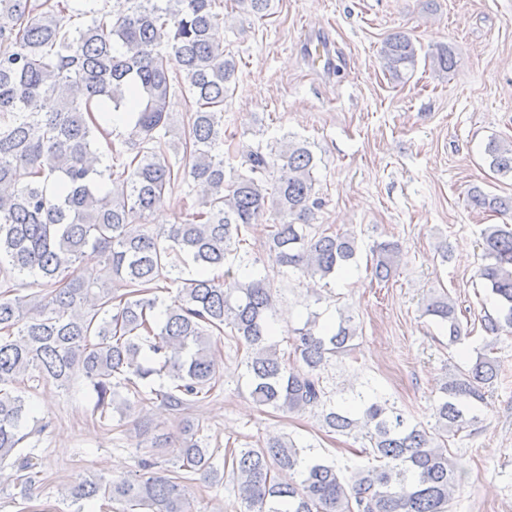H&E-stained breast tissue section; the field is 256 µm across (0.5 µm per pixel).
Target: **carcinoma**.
<instances>
[{"instance_id":"obj_1","label":"carcinoma","mask_w":512,"mask_h":512,"mask_svg":"<svg viewBox=\"0 0 512 512\" xmlns=\"http://www.w3.org/2000/svg\"><path fill=\"white\" fill-rule=\"evenodd\" d=\"M243 14L268 15L271 0H231ZM112 17L85 0H0V281L31 277L44 288L26 301L0 291V464L11 461L21 493L39 483V462L23 451L30 433L18 385L29 372L69 388L84 380L101 419L124 414L155 376L170 381L160 394L172 409L186 408L219 384L217 339L230 337L245 350L242 361L254 403L275 411L318 410L333 433L359 429L373 463L345 473L299 448L287 437L231 452L232 473L248 512H451L460 476L448 458L447 436L479 419L498 362L476 358L443 380L434 424L414 423L371 388L355 405L333 401L320 373L357 337L353 317L321 327L317 317L293 330L291 351L272 341L275 312L268 276L239 279L257 263L241 249L244 232L267 213L272 267L324 280L355 261L350 233H311L323 201L315 190V156L304 142L283 136L280 146L257 144L244 152L245 172L224 177V99L236 61L224 55L219 0H126ZM178 72L170 74V58ZM383 67L399 80L414 70L418 50L395 32L381 48ZM446 72L454 58L446 46L430 55ZM193 100L182 156L170 159L167 105L173 86ZM106 141L100 151L98 138ZM490 168L512 175V144L487 145ZM110 180L112 190L104 189ZM191 185L196 201L186 219L149 228L141 223L178 183ZM479 209L512 212V196L475 187ZM485 259L479 276L498 301L497 315L482 327L496 337L512 329V225L481 231ZM103 257L100 269L81 266L87 250ZM401 248L376 245L372 267L389 281ZM189 259L197 274L183 277ZM175 286L168 299L159 283ZM425 314L448 331V346L462 338L455 303L443 293ZM177 469L139 463L131 478L83 481L67 488L73 502H119L149 512H191L187 483L198 475L220 481L214 454L195 439L193 427L178 440Z\"/></svg>"}]
</instances>
